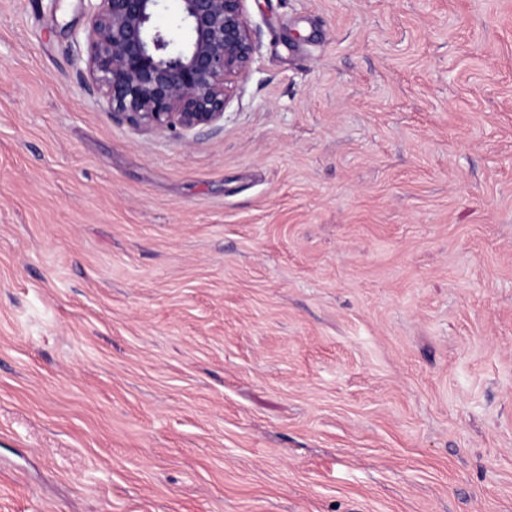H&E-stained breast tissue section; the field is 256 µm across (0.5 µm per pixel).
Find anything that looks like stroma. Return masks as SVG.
<instances>
[{
	"label": "stroma",
	"instance_id": "obj_1",
	"mask_svg": "<svg viewBox=\"0 0 512 512\" xmlns=\"http://www.w3.org/2000/svg\"><path fill=\"white\" fill-rule=\"evenodd\" d=\"M245 12L181 139L0 0V512H512V0Z\"/></svg>",
	"mask_w": 512,
	"mask_h": 512
}]
</instances>
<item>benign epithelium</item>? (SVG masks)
Wrapping results in <instances>:
<instances>
[{
	"label": "benign epithelium",
	"instance_id": "benign-epithelium-1",
	"mask_svg": "<svg viewBox=\"0 0 512 512\" xmlns=\"http://www.w3.org/2000/svg\"><path fill=\"white\" fill-rule=\"evenodd\" d=\"M87 75L103 111L179 137L224 122L255 51L245 0H177L174 44L155 23L163 0H86Z\"/></svg>",
	"mask_w": 512,
	"mask_h": 512
}]
</instances>
